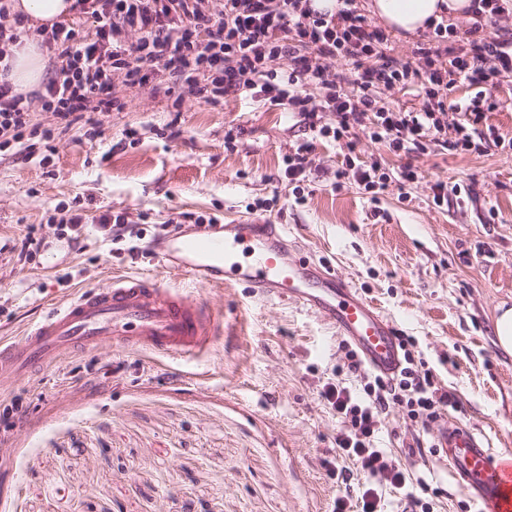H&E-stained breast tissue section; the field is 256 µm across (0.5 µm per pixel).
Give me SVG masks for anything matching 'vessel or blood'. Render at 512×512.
<instances>
[{
    "instance_id": "1",
    "label": "vessel or blood",
    "mask_w": 512,
    "mask_h": 512,
    "mask_svg": "<svg viewBox=\"0 0 512 512\" xmlns=\"http://www.w3.org/2000/svg\"><path fill=\"white\" fill-rule=\"evenodd\" d=\"M152 259L195 284H243L298 303L329 320L373 371L391 376L400 367L389 319L334 269L294 257L283 225L252 219L180 231ZM217 334L209 308L156 274H116L105 287L53 308L23 336L0 342V374L44 363L75 344L96 347L104 336L125 350L192 361L208 352ZM437 437L458 484L486 512H512V455L494 453L480 435L454 423Z\"/></svg>"
}]
</instances>
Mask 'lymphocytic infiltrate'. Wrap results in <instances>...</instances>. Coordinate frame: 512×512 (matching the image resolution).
<instances>
[{"instance_id": "1", "label": "lymphocytic infiltrate", "mask_w": 512, "mask_h": 512, "mask_svg": "<svg viewBox=\"0 0 512 512\" xmlns=\"http://www.w3.org/2000/svg\"><path fill=\"white\" fill-rule=\"evenodd\" d=\"M340 2L329 15L314 10L311 0H221L216 8L211 0H77L80 20L41 34L59 61L42 89L23 94L0 82V149L28 157L40 148L52 151L55 130L31 126L32 102L69 127L85 113L111 111L110 89L118 79L128 87L150 83L168 95L186 86L214 106L247 92L298 113L319 136L346 141L350 154L336 170V188L354 183L374 197L390 177L353 157L358 135L397 156L433 144L459 153L483 152L489 142L512 150V138L492 127L479 130L500 105L491 87L512 76V35L491 30L512 17V0H472L466 29L434 24L413 62L388 55L389 34L367 20L358 0ZM131 32L136 40H128ZM281 60L288 63L284 75L275 68ZM334 60L344 61L346 72H331ZM459 83L474 96L453 98ZM395 90L413 92L419 107L380 105L378 93ZM415 346L412 337H402L403 366L390 379L363 370L357 351L347 349L348 370L361 376L360 392L340 382L325 386L323 396L342 423L336 445L345 465L336 471L341 493L335 512H384L389 492L418 512H433L376 444L378 418L387 408L433 420L453 404L433 373L419 369ZM354 470L363 477L355 486Z\"/></svg>"}]
</instances>
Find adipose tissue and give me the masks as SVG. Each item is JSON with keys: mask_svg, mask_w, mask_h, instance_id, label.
Masks as SVG:
<instances>
[{"mask_svg": "<svg viewBox=\"0 0 512 512\" xmlns=\"http://www.w3.org/2000/svg\"><path fill=\"white\" fill-rule=\"evenodd\" d=\"M76 0H10L12 17L23 20L28 28L49 27L76 13ZM471 0H369L371 15L388 31L403 36L427 32L431 20L448 15L449 19L467 18ZM46 74L43 52L38 42L24 41L14 47L8 82L19 93L40 87Z\"/></svg>", "mask_w": 512, "mask_h": 512, "instance_id": "1", "label": "adipose tissue"}]
</instances>
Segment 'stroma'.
I'll use <instances>...</instances> for the list:
<instances>
[{
	"label": "stroma",
	"instance_id": "stroma-1",
	"mask_svg": "<svg viewBox=\"0 0 512 512\" xmlns=\"http://www.w3.org/2000/svg\"><path fill=\"white\" fill-rule=\"evenodd\" d=\"M112 93L116 111L58 129L48 164L0 152V337L112 274L150 269L105 239V212L142 228L147 247L182 213L187 230L197 215L287 225L297 256L334 268L416 338L457 405L434 421L386 410L380 444L430 484L436 512H478L435 443L454 419L512 453V354L494 331L498 306L512 307V154L433 145L411 156L421 178L403 185L404 161L358 136L360 161L391 177L375 204L357 185L332 187L346 144L282 108L118 81ZM302 144L310 174L297 187L285 160ZM438 181L464 191L435 206ZM77 208L88 219L74 243L56 229ZM31 224L45 246L22 264L12 247ZM192 293L222 322L195 363L105 338L0 377V512H333L341 421L321 392L346 361L342 336L257 288Z\"/></svg>",
	"mask_w": 512,
	"mask_h": 512
}]
</instances>
